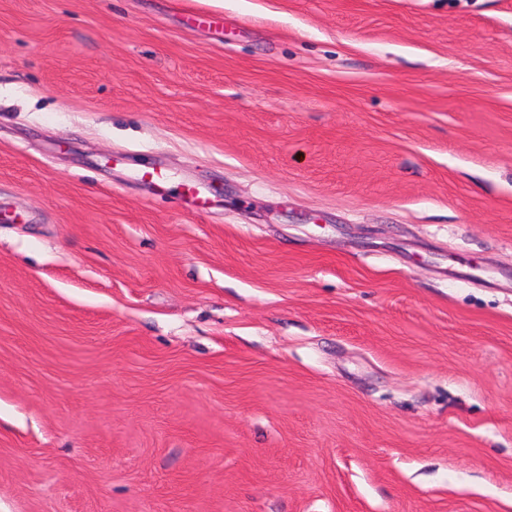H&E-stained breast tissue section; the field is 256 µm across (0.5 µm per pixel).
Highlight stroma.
<instances>
[{
    "label": "stroma",
    "mask_w": 512,
    "mask_h": 512,
    "mask_svg": "<svg viewBox=\"0 0 512 512\" xmlns=\"http://www.w3.org/2000/svg\"><path fill=\"white\" fill-rule=\"evenodd\" d=\"M0 512H512V0H0Z\"/></svg>",
    "instance_id": "obj_1"
}]
</instances>
